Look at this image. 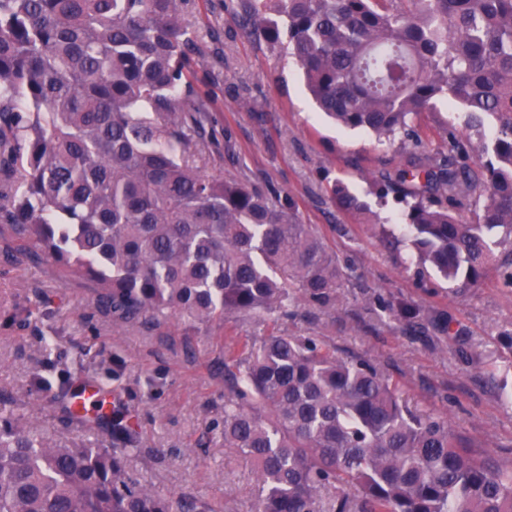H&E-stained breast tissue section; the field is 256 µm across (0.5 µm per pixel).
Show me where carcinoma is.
I'll return each mask as SVG.
<instances>
[{
	"label": "carcinoma",
	"mask_w": 512,
	"mask_h": 512,
	"mask_svg": "<svg viewBox=\"0 0 512 512\" xmlns=\"http://www.w3.org/2000/svg\"><path fill=\"white\" fill-rule=\"evenodd\" d=\"M184 0H0V224L23 252L97 282L120 327L292 315L336 305L343 277L317 230L273 188L228 184L196 100L197 32ZM245 33L285 47L317 107L381 141L419 139L412 116L457 103L468 128L431 165L387 176L419 261L476 288L512 287V0H236ZM485 160L476 183L471 156ZM477 218L460 211L474 188ZM348 211L364 209L336 185ZM378 306L414 326L417 309ZM224 447L255 464L253 512H512V466L447 418L412 407L371 360L317 336L225 348ZM112 427V447H60L0 406V512H172L132 473L126 413L66 407Z\"/></svg>",
	"instance_id": "carcinoma-1"
}]
</instances>
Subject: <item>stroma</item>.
Masks as SVG:
<instances>
[{"instance_id":"obj_1","label":"stroma","mask_w":512,"mask_h":512,"mask_svg":"<svg viewBox=\"0 0 512 512\" xmlns=\"http://www.w3.org/2000/svg\"><path fill=\"white\" fill-rule=\"evenodd\" d=\"M199 33L197 85L219 139L206 172L226 181L275 187L298 220L313 225L350 276L334 307L300 303L295 315H234L210 326L174 320L158 329L116 330L94 304V283L63 280L49 261L33 262L0 235V394L29 428L60 442L110 446V433L68 423L55 396L100 383L139 423L144 456L131 469L160 494L186 495L213 512H252L254 465L224 445L222 350L271 332L322 337L343 356H362L400 379L402 395L448 417L458 432L512 463V288L488 272L476 288L454 290L411 261L414 250L396 203L374 185L409 162L435 155L465 115L445 105L419 114L423 143L378 144L364 130L338 128L319 112L292 58L247 37L230 0H187ZM340 181L367 205L341 209L329 187ZM422 313L443 311L462 330L458 346L431 326L408 328L373 309L376 295Z\"/></svg>"}]
</instances>
